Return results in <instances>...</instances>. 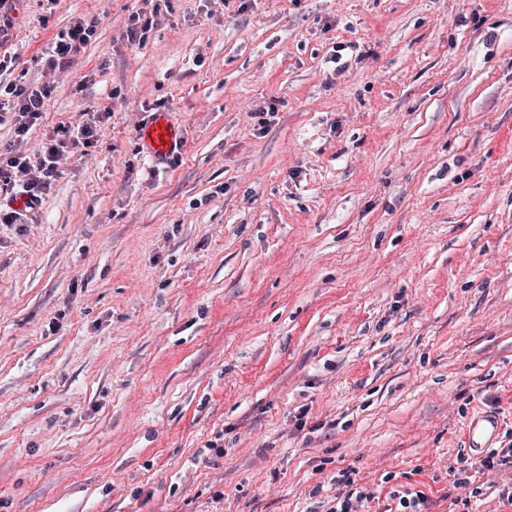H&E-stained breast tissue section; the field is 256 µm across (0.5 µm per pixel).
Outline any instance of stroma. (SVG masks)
<instances>
[{"mask_svg": "<svg viewBox=\"0 0 512 512\" xmlns=\"http://www.w3.org/2000/svg\"><path fill=\"white\" fill-rule=\"evenodd\" d=\"M0 12V82L51 87L0 152L103 115L0 223V512H327L343 471L371 512L395 485L448 512L469 420L512 442V0ZM158 110L185 128L161 164ZM97 27L96 19L79 18L66 32H61L52 43L44 58V66L49 71L63 68L69 63V56L88 42ZM182 129L172 120L171 112H153L139 132V146L152 159H165L182 146Z\"/></svg>", "mask_w": 512, "mask_h": 512, "instance_id": "1", "label": "stroma"}]
</instances>
